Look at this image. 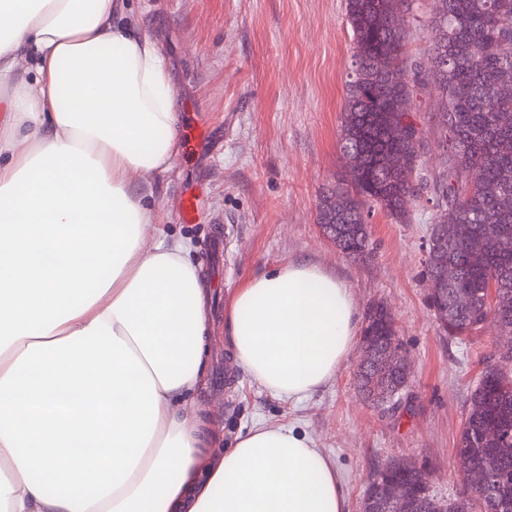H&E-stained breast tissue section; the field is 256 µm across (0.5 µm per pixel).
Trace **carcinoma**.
Instances as JSON below:
<instances>
[{
    "mask_svg": "<svg viewBox=\"0 0 512 512\" xmlns=\"http://www.w3.org/2000/svg\"><path fill=\"white\" fill-rule=\"evenodd\" d=\"M436 37L427 66L411 58L405 15L416 0H346L352 62L343 106L340 151L346 179L323 193L317 224L352 261L371 257L370 208L406 223L408 206L426 189L424 139L413 119L418 93L437 99V148L443 170L432 179L433 221L424 260L428 306L448 309L450 338L494 320L512 336V0H434ZM361 338L379 353L358 369V388L408 387L412 375L386 358L402 347L381 303L366 312ZM483 487L463 486L453 499L430 492L431 473L407 461L383 466L367 484L364 512H396L386 486L398 484L402 512H512V377L487 362L470 391L455 456Z\"/></svg>",
    "mask_w": 512,
    "mask_h": 512,
    "instance_id": "carcinoma-1",
    "label": "carcinoma"
}]
</instances>
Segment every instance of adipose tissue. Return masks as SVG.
Instances as JSON below:
<instances>
[{
	"instance_id": "obj_1",
	"label": "adipose tissue",
	"mask_w": 512,
	"mask_h": 512,
	"mask_svg": "<svg viewBox=\"0 0 512 512\" xmlns=\"http://www.w3.org/2000/svg\"><path fill=\"white\" fill-rule=\"evenodd\" d=\"M179 142L164 55L125 0H0V512H348L294 428L204 450L205 282L137 187ZM359 327L347 282L304 260L226 314L242 371L292 401Z\"/></svg>"
}]
</instances>
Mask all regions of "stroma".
<instances>
[{"label": "stroma", "mask_w": 512, "mask_h": 512, "mask_svg": "<svg viewBox=\"0 0 512 512\" xmlns=\"http://www.w3.org/2000/svg\"><path fill=\"white\" fill-rule=\"evenodd\" d=\"M345 0H127L147 23L170 68L180 146L171 169L149 181L160 206L157 232L185 240L209 286L213 342L197 408L225 445L256 422L306 433L331 460L349 512H360L372 475L392 460L433 474L431 489L454 496V463L467 394L504 338L495 322L469 339L446 337L427 302L423 262L431 203L408 223L373 210V255L354 262L337 251L317 218L319 198L345 176L339 149L352 33ZM434 95L414 100L424 132L425 172L442 170ZM197 199L193 222L181 216ZM293 260L341 276L359 312L383 303L414 377L393 411L361 399L353 349L313 397L288 401L262 390L234 364L224 327L230 297L245 281Z\"/></svg>", "instance_id": "obj_1"}]
</instances>
